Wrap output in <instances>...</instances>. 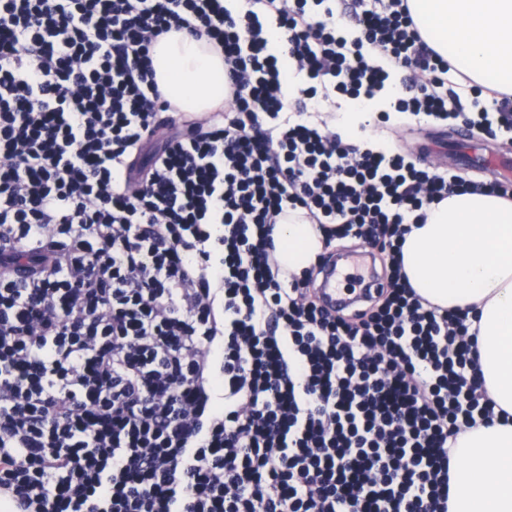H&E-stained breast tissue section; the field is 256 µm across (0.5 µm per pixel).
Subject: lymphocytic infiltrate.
<instances>
[{"label":"lymphocytic infiltrate","instance_id":"lymphocytic-infiltrate-1","mask_svg":"<svg viewBox=\"0 0 512 512\" xmlns=\"http://www.w3.org/2000/svg\"><path fill=\"white\" fill-rule=\"evenodd\" d=\"M224 58L223 109L178 114L151 50ZM408 0H0V512H448L451 449L490 424L468 313L422 297L403 245L477 184L344 141L310 110L512 133L462 103ZM323 250L282 271L280 217ZM378 252L352 312L317 281ZM364 258H366L364 254L358 253L336 260V266L338 267L336 273L335 268H333L320 288L326 303L332 306H341L349 301V297L345 295L346 292L341 288H336V277L344 269L363 268Z\"/></svg>","mask_w":512,"mask_h":512}]
</instances>
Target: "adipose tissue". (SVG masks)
Listing matches in <instances>:
<instances>
[{
	"label": "adipose tissue",
	"mask_w": 512,
	"mask_h": 512,
	"mask_svg": "<svg viewBox=\"0 0 512 512\" xmlns=\"http://www.w3.org/2000/svg\"><path fill=\"white\" fill-rule=\"evenodd\" d=\"M429 43L473 84L512 93V0H409ZM160 87L184 112L224 103V60L183 31L152 53ZM403 247L404 271L433 304L479 317L477 375L507 420L475 427L452 450L449 512H512V199L453 195L429 208ZM274 238L280 265L302 273L323 249L314 225L289 219Z\"/></svg>",
	"instance_id": "1"
}]
</instances>
